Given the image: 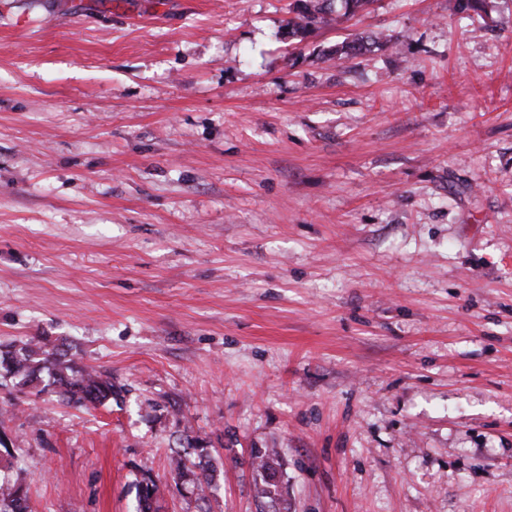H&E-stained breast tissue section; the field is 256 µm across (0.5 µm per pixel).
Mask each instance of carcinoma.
Listing matches in <instances>:
<instances>
[{
    "label": "carcinoma",
    "instance_id": "carcinoma-1",
    "mask_svg": "<svg viewBox=\"0 0 512 512\" xmlns=\"http://www.w3.org/2000/svg\"><path fill=\"white\" fill-rule=\"evenodd\" d=\"M334 0H296L298 18H290L286 24L288 36L304 37L306 34L331 24L341 17H352L375 0H342V11L333 13ZM363 40L336 48L338 59H350L364 53ZM52 374V392L59 401L74 407L102 404L115 393L112 377L97 369L80 364L75 355L59 348L44 337L30 340L15 351L0 352V372L15 378L24 385L38 380L43 371ZM279 451L261 448L252 457L251 466L262 477L261 497L274 503L280 499L279 485L270 475L278 472ZM170 475L176 482L188 484L197 490V500H207V489L213 481L211 456L208 448L196 440H186V446L176 448L170 456ZM165 487L152 478L138 484V512H158L156 504L163 497ZM0 512H30L28 489L19 481H0Z\"/></svg>",
    "mask_w": 512,
    "mask_h": 512
}]
</instances>
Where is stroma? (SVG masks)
Listing matches in <instances>:
<instances>
[{
  "instance_id": "35a3bbf8",
  "label": "stroma",
  "mask_w": 512,
  "mask_h": 512,
  "mask_svg": "<svg viewBox=\"0 0 512 512\" xmlns=\"http://www.w3.org/2000/svg\"><path fill=\"white\" fill-rule=\"evenodd\" d=\"M293 3L0 0V350L116 388L0 378L32 512H197L188 435L212 512H512V0ZM299 17L289 18L286 24L289 37H301L335 21L334 0H295ZM297 19L299 21H297ZM44 370L52 374L51 390L63 404H103L115 393L112 377L80 364L74 354L47 337L27 341L15 351L0 352V375L19 379L23 385L33 384ZM208 448L197 440L186 439V446L176 448L170 456V475L179 484H188L196 489L197 500L206 504L207 489L211 487L214 469H211ZM199 472H198V471ZM278 459L277 449L261 448L255 452L251 462L252 468L262 477L263 487L260 495L271 503L280 500L279 485L270 479L271 474L278 473L277 465L280 466ZM165 487L152 478H147L138 484V512H157L154 507L163 497Z\"/></svg>"
}]
</instances>
